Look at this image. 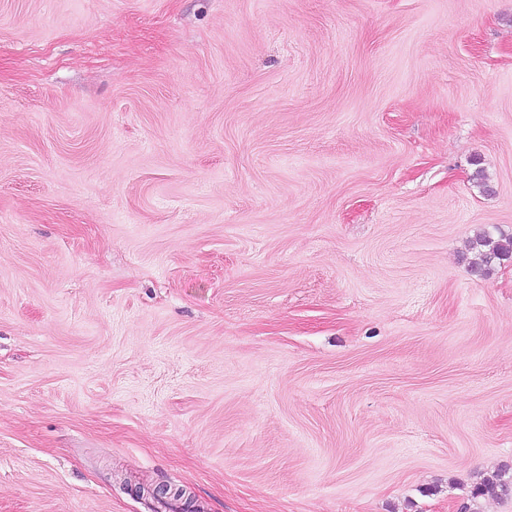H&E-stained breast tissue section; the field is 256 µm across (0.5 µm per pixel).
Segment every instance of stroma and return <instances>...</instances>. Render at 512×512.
<instances>
[{
	"instance_id": "stroma-1",
	"label": "stroma",
	"mask_w": 512,
	"mask_h": 512,
	"mask_svg": "<svg viewBox=\"0 0 512 512\" xmlns=\"http://www.w3.org/2000/svg\"><path fill=\"white\" fill-rule=\"evenodd\" d=\"M492 225L512 0H0V512H512ZM474 259L472 269L483 276L490 275L497 265L512 259V234L487 229L479 231L471 243ZM501 475H493L491 477L484 478L479 484H477L473 491V497L481 496H499L505 495L511 491L512 483L503 480Z\"/></svg>"
}]
</instances>
